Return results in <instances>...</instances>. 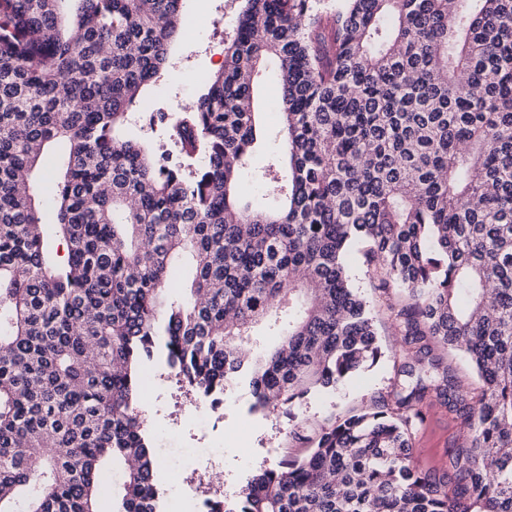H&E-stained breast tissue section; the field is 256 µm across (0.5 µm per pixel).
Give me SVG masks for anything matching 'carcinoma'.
I'll return each mask as SVG.
<instances>
[{
    "label": "carcinoma",
    "instance_id": "1",
    "mask_svg": "<svg viewBox=\"0 0 512 512\" xmlns=\"http://www.w3.org/2000/svg\"><path fill=\"white\" fill-rule=\"evenodd\" d=\"M0 0V512H162L141 368L217 411L293 420L382 357L345 262L361 248L402 362L390 391L201 512H512V0H238L194 102L141 111L183 0ZM276 66L280 139L237 195ZM168 140L132 133L142 122ZM56 262L35 171L57 143ZM190 287L171 298L182 262ZM281 344L251 355L281 308ZM466 353L477 391L432 345ZM467 424L442 475L411 434ZM468 437L467 427L455 413L439 404L430 405L412 437L415 462L425 471L442 473L446 450L466 443Z\"/></svg>",
    "mask_w": 512,
    "mask_h": 512
}]
</instances>
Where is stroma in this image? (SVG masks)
Listing matches in <instances>:
<instances>
[{
    "label": "stroma",
    "mask_w": 512,
    "mask_h": 512,
    "mask_svg": "<svg viewBox=\"0 0 512 512\" xmlns=\"http://www.w3.org/2000/svg\"><path fill=\"white\" fill-rule=\"evenodd\" d=\"M185 13L201 21L190 30L176 51V78L151 88L149 100L171 110L194 100L202 77L224 62V23L234 10L232 0H184ZM356 287L371 301L374 325L385 353L376 366L355 376L343 388L311 395L300 409L304 434H311L330 419L359 410L390 389L397 366L392 354L400 338L388 305L397 301L396 290L373 287L359 254L348 258ZM147 395L145 427L156 448L162 504L180 503L184 512H196L205 499L224 497L234 502L248 477L261 463L278 461L283 449L298 450L300 442L288 434L285 415L257 412L244 389L235 390L223 409L201 423L206 406L187 396L163 360L143 368ZM469 431L455 413L433 404L412 437V453L423 470L443 472L446 451L464 444ZM221 472L214 482L213 472Z\"/></svg>",
    "instance_id": "1"
}]
</instances>
